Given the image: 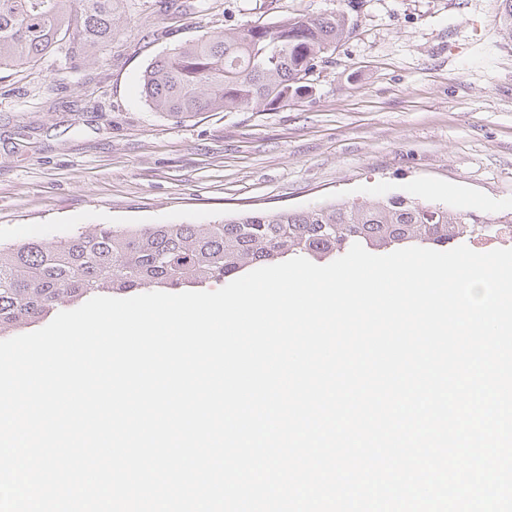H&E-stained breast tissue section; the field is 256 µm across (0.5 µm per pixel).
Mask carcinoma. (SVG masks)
Masks as SVG:
<instances>
[{
	"label": "carcinoma",
	"instance_id": "carcinoma-1",
	"mask_svg": "<svg viewBox=\"0 0 512 512\" xmlns=\"http://www.w3.org/2000/svg\"><path fill=\"white\" fill-rule=\"evenodd\" d=\"M113 0H0V69L59 53L69 70L100 60L112 43ZM512 38V0H499ZM338 7L315 17L207 33L152 61L142 92L158 112L188 117L242 107L277 110L309 92L308 81L351 33ZM512 216L450 212L393 195L364 204L248 212L214 224H90L52 243L0 242V336L95 296L205 285L287 256L337 258L355 243L374 251L495 238Z\"/></svg>",
	"mask_w": 512,
	"mask_h": 512
}]
</instances>
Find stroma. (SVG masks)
<instances>
[{
	"label": "stroma",
	"mask_w": 512,
	"mask_h": 512,
	"mask_svg": "<svg viewBox=\"0 0 512 512\" xmlns=\"http://www.w3.org/2000/svg\"><path fill=\"white\" fill-rule=\"evenodd\" d=\"M116 0L100 63L0 72V241L86 224H210L401 194L512 213V40L496 0ZM342 7L354 23L312 93L175 117L147 65L205 33Z\"/></svg>",
	"instance_id": "35a3bbf8"
}]
</instances>
